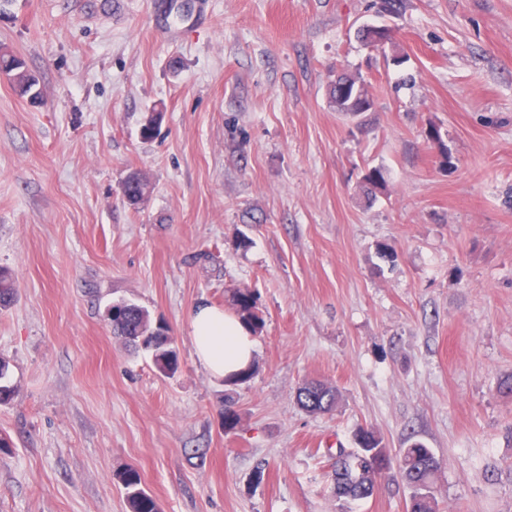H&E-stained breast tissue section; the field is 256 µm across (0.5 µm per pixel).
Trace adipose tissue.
Here are the masks:
<instances>
[{
    "label": "adipose tissue",
    "mask_w": 512,
    "mask_h": 512,
    "mask_svg": "<svg viewBox=\"0 0 512 512\" xmlns=\"http://www.w3.org/2000/svg\"><path fill=\"white\" fill-rule=\"evenodd\" d=\"M188 324L194 355L212 376L231 382L251 368L256 342L234 313L203 300L190 309Z\"/></svg>",
    "instance_id": "obj_1"
}]
</instances>
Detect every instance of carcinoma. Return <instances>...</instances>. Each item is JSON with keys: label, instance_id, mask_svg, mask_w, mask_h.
<instances>
[{"label": "carcinoma", "instance_id": "cac0c4a2", "mask_svg": "<svg viewBox=\"0 0 512 512\" xmlns=\"http://www.w3.org/2000/svg\"><path fill=\"white\" fill-rule=\"evenodd\" d=\"M25 62L6 48H0V74L5 75L21 98L32 91L28 75L24 71ZM357 88L360 95L369 98L365 80L360 76L345 73L336 75L328 85L327 94L330 107L336 112L352 114L348 100L343 98L345 88ZM363 186L370 193L381 191L386 186L384 172L380 168L369 170L363 176ZM123 197L131 206L138 205L148 189V183L134 171L129 173L121 186ZM15 281L7 270L0 269V307L14 302ZM229 302L235 307L242 320L249 326L256 323L257 301L247 288L235 290ZM122 312L111 317L112 334L136 350L149 354L156 370L166 376H174L179 369V354L173 337L156 335L162 320H155L144 307L130 302H121ZM10 362L0 359V401L9 404L16 395L14 385L9 382ZM337 389L325 382L306 380L297 390V403L309 413L325 414L336 408ZM354 447L339 448L333 470L334 492L338 500L359 501L370 498L375 491L377 477L391 466L392 458L383 439L373 429L360 426L353 434ZM398 467L410 489L409 512H438L433 493L434 480L441 469V459L421 442H413L400 450ZM125 490L131 512H160L155 498L141 486L139 472L130 467L118 476Z\"/></svg>", "mask_w": 512, "mask_h": 512}]
</instances>
